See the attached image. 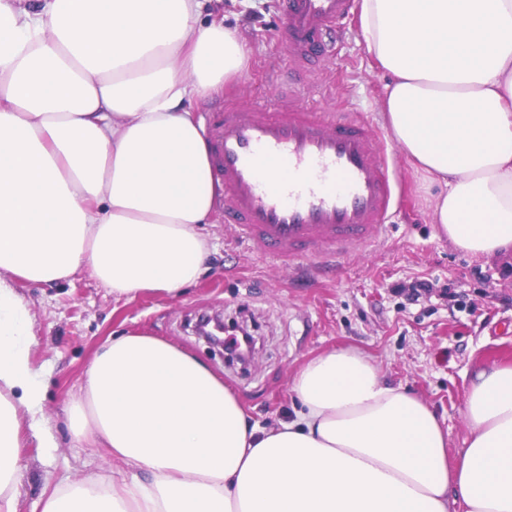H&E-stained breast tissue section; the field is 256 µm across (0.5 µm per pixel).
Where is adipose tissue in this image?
Wrapping results in <instances>:
<instances>
[{"label": "adipose tissue", "instance_id": "ef3b65f1", "mask_svg": "<svg viewBox=\"0 0 512 512\" xmlns=\"http://www.w3.org/2000/svg\"><path fill=\"white\" fill-rule=\"evenodd\" d=\"M359 30L390 81L382 111L440 191L431 220L458 250L512 257V0H362ZM250 51L213 0H0V512L43 388L16 284L85 269L115 300L177 297L209 256L213 183L199 102ZM68 425L108 448V480H61L41 512H512V366L472 379L449 465L435 411L364 353L331 348L252 425L177 345L128 331L85 371Z\"/></svg>", "mask_w": 512, "mask_h": 512}]
</instances>
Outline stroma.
<instances>
[{"mask_svg": "<svg viewBox=\"0 0 512 512\" xmlns=\"http://www.w3.org/2000/svg\"><path fill=\"white\" fill-rule=\"evenodd\" d=\"M282 0L242 6L225 0L224 23L251 49L250 67L234 93L260 100L274 94L271 74L287 54L281 32ZM388 77L373 61L350 19L326 68L301 82L307 95L326 85L321 105L367 116L382 139L394 174V223L381 242L355 249L339 272L318 285L294 277L267 258L235 247L234 231L215 213L203 225L212 251L208 268L182 296L147 294L118 302L87 270L55 283L19 282L34 316L32 360L45 389L42 430L51 452L28 442L21 451L17 512H40L45 488L60 479L111 478L112 458L89 440L72 437L67 416L85 370L108 336L133 330L172 341L214 368L236 392L251 423L269 427L294 413L292 374L333 347L371 355L386 382L413 392L436 412L448 434V457L464 448L468 387L490 363L512 364V270L499 260L458 251L431 224L432 192L394 143L382 119ZM418 280L433 290L407 300L399 286ZM246 324L256 339L248 368L226 362L192 331L204 315Z\"/></svg>", "mask_w": 512, "mask_h": 512, "instance_id": "stroma-1", "label": "stroma"}]
</instances>
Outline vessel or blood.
I'll list each match as a JSON object with an SVG mask.
<instances>
[{"label":"vessel or blood","mask_w":512,"mask_h":512,"mask_svg":"<svg viewBox=\"0 0 512 512\" xmlns=\"http://www.w3.org/2000/svg\"><path fill=\"white\" fill-rule=\"evenodd\" d=\"M354 2L286 0L288 65L325 62V36ZM208 137L224 221L248 252L316 266L384 236L393 180L367 119L282 93L266 102H225L209 120ZM281 171L287 179H278Z\"/></svg>","instance_id":"vessel-or-blood-1"}]
</instances>
